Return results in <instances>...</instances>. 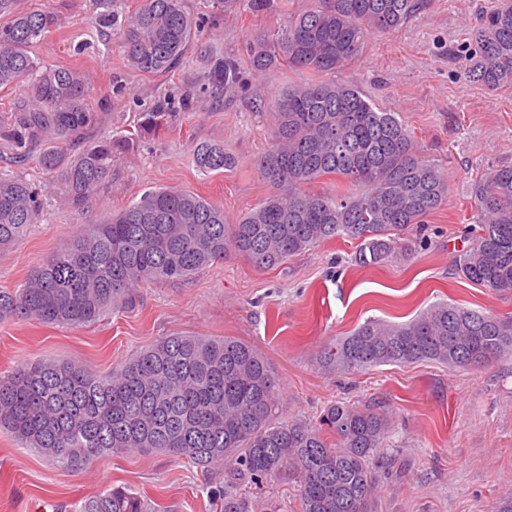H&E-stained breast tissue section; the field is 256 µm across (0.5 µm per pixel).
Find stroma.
<instances>
[{"instance_id": "stroma-1", "label": "stroma", "mask_w": 512, "mask_h": 512, "mask_svg": "<svg viewBox=\"0 0 512 512\" xmlns=\"http://www.w3.org/2000/svg\"><path fill=\"white\" fill-rule=\"evenodd\" d=\"M401 30L371 33L361 55L336 74L383 110L396 113L420 157L448 178V201L429 215L407 260L360 266L350 239L324 242L271 269L227 253L191 278L143 284L133 304L114 306L89 326L69 329L0 320V376L23 361H78L102 376L167 336L233 337L260 352L280 380L281 417L317 420L334 402L388 411V462L377 472L376 512H494L512 490V357L479 368L432 362L382 365L349 373L322 369L319 358L365 320L403 323L439 302L512 317V291L494 292L461 277L459 250L480 230L472 187L481 175L512 166V86L495 91L469 78L465 56L481 16L502 0H422ZM47 9L57 25L35 46L41 65L81 70L88 102L100 112L94 137L136 132L141 113L161 101L177 119L158 135L138 137L118 161L99 200L65 205L37 155L0 173H18L42 193L44 211L28 234L0 252V290L20 287L46 257L64 249L80 225L102 220L142 192L174 187L224 208L235 222L267 194L255 162L271 146L272 117L261 100L310 75L280 67L265 78L244 73L243 87L216 88L215 64L246 62L249 42L284 26L318 0H184L202 26L177 70L145 75L130 68L116 29L99 27L91 0H20ZM223 144L234 167L208 175L195 166L196 143ZM222 467L202 468L160 454L100 458L61 470L0 429V512H75L81 499L112 486L147 496L158 512H221L214 494ZM254 512H300L290 471L237 488Z\"/></svg>"}]
</instances>
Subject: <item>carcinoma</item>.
I'll return each instance as SVG.
<instances>
[{"label":"carcinoma","instance_id":"obj_1","mask_svg":"<svg viewBox=\"0 0 512 512\" xmlns=\"http://www.w3.org/2000/svg\"><path fill=\"white\" fill-rule=\"evenodd\" d=\"M421 0H322L294 16L271 40L250 45L263 76L277 65L317 79L268 99L273 144L255 167L269 194L237 222L196 193L170 187L143 192L105 222L86 224L61 252L31 271L21 288L0 291V320L80 328L112 306L130 303L142 283L185 280L229 251L264 270L328 240L360 242L354 262L374 265L413 255L404 234L448 200L443 171L419 158L409 131L356 87L320 79L355 60L372 31L392 32ZM0 86L30 79L29 98L0 118V150L14 159L40 148L39 164L73 208L96 202L133 138H100L84 74L42 67L30 55L57 24L46 10L0 0ZM198 24L182 0H141L119 32L128 65L144 74L172 71ZM469 77L489 89L512 85V0L486 15L466 56ZM228 91L237 62L214 71ZM176 117L160 102L141 113L138 133L157 134ZM202 173L234 159L216 142H199ZM325 176L346 182L336 196L306 191ZM480 233L458 259L469 282L512 290V167L474 186ZM43 209L21 176L0 174V250L23 238ZM512 355V318L437 303L409 323L369 320L320 357L333 372L431 361L481 367ZM0 426L57 467L72 470L106 455L169 454L227 470L223 512H251L239 481L259 482L289 466L300 483L301 512H373V457L387 445L390 416L376 406L328 405L316 422L280 420L279 388L267 360L243 341L170 336L130 358L105 379L78 362H23L0 377ZM77 512H154L145 496L112 487Z\"/></svg>","mask_w":512,"mask_h":512}]
</instances>
